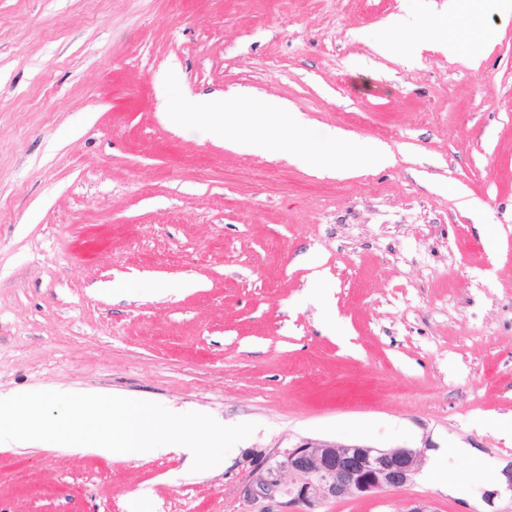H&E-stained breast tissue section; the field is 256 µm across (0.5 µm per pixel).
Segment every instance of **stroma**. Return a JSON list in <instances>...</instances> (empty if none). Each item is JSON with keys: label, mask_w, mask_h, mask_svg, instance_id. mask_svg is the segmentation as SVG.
<instances>
[{"label": "stroma", "mask_w": 512, "mask_h": 512, "mask_svg": "<svg viewBox=\"0 0 512 512\" xmlns=\"http://www.w3.org/2000/svg\"><path fill=\"white\" fill-rule=\"evenodd\" d=\"M418 8L0 0V398L94 390L256 426L192 475L175 454L0 449V512H295L249 492L305 440L423 459L405 487L315 512H479L427 473L455 447L512 467V17L457 18L486 41L476 66L464 46L376 54ZM213 92L287 101L312 138L394 162L319 175L168 113Z\"/></svg>", "instance_id": "obj_1"}]
</instances>
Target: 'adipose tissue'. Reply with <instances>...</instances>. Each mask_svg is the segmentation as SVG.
Masks as SVG:
<instances>
[{
    "mask_svg": "<svg viewBox=\"0 0 512 512\" xmlns=\"http://www.w3.org/2000/svg\"><path fill=\"white\" fill-rule=\"evenodd\" d=\"M512 13V0H448L447 10L432 15L420 12L402 26H388L373 44L382 55H392L397 44L420 49L426 42L444 51L461 43L453 29L463 12ZM171 113L188 130L203 135L222 132L228 144L253 153L288 152L301 165L328 175L343 177L356 171H374L392 161L389 149L376 141H348L334 133L317 143L305 137L307 122L301 113L273 97L235 99L221 93L197 95L171 102Z\"/></svg>",
    "mask_w": 512,
    "mask_h": 512,
    "instance_id": "adipose-tissue-1",
    "label": "adipose tissue"
}]
</instances>
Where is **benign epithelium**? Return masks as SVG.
I'll use <instances>...</instances> for the list:
<instances>
[{"instance_id": "benign-epithelium-1", "label": "benign epithelium", "mask_w": 512, "mask_h": 512, "mask_svg": "<svg viewBox=\"0 0 512 512\" xmlns=\"http://www.w3.org/2000/svg\"><path fill=\"white\" fill-rule=\"evenodd\" d=\"M420 452L411 448L380 449L305 441L282 458L264 462L258 489L264 495L280 492L288 503L312 510L326 500L368 498L380 491L411 483L419 469ZM290 481L281 482L283 472Z\"/></svg>"}]
</instances>
